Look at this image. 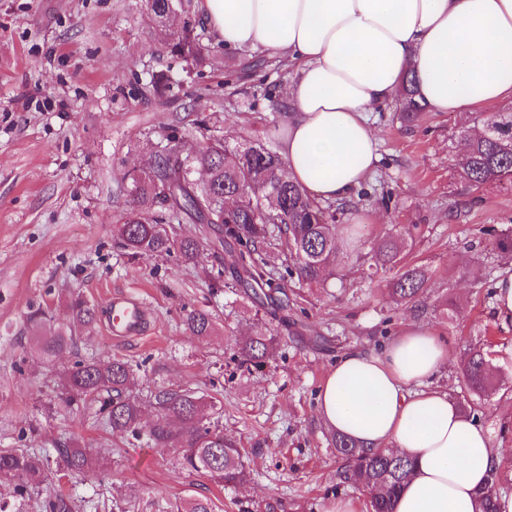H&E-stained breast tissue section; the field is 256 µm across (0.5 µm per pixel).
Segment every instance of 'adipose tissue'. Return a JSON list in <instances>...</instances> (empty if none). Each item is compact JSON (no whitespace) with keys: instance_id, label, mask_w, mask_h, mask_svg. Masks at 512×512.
I'll use <instances>...</instances> for the list:
<instances>
[{"instance_id":"obj_1","label":"adipose tissue","mask_w":512,"mask_h":512,"mask_svg":"<svg viewBox=\"0 0 512 512\" xmlns=\"http://www.w3.org/2000/svg\"><path fill=\"white\" fill-rule=\"evenodd\" d=\"M217 42L288 59L289 176L347 199L379 159L366 115L414 76L430 112L512 100V0H197ZM439 337L408 327L379 353L350 351L318 395L324 425L415 465L393 512H476L500 455L487 430L428 382L447 364Z\"/></svg>"}]
</instances>
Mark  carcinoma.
Segmentation results:
<instances>
[{
    "label": "carcinoma",
    "instance_id": "carcinoma-1",
    "mask_svg": "<svg viewBox=\"0 0 512 512\" xmlns=\"http://www.w3.org/2000/svg\"><path fill=\"white\" fill-rule=\"evenodd\" d=\"M155 24L158 43L170 53L194 64L202 60L203 47L194 24L180 30L169 25L180 9L189 12L188 0H145ZM415 79L406 78L397 95L405 117L410 119L423 105L415 98ZM471 121L480 132L468 134L462 129L467 150L455 160L454 169L461 183L472 190L512 188V113L487 115L471 113ZM131 208L116 225L119 246L135 256L152 257L173 251L190 261L197 256L201 242L177 238L165 225L190 219L210 224L221 219L224 244L229 247L231 264L240 281L250 287L281 290L286 281L295 279L306 285H322L336 275L339 250V225L336 205L323 203L303 190L288 176L281 157L263 143L247 141L229 148L226 141L212 139L191 158L174 151L157 156L147 170L132 177ZM418 230L405 224L385 234L374 246L368 277L386 273L390 292L400 304H410L426 290L430 280L428 267L407 261L409 241ZM286 249L289 263L274 276L269 268L272 253ZM72 324L48 327L36 336L39 360L50 362L76 344L75 326L90 324L94 309L86 301H71ZM192 335L206 338L214 327L210 314L192 310L183 319ZM277 339L261 331L238 344L240 364L247 370L263 368ZM461 376L475 394L495 388V377L484 353L469 349L460 366ZM131 365L118 358L101 364L77 359L60 376V404L71 407L92 400L113 432L133 439L147 436L159 448L182 449L181 463L207 474L215 483L228 486L244 482L250 476L242 449L224 438L219 421H208L206 402L189 389L159 390L150 393L149 402L155 418L147 432H142V400L129 390ZM331 441L345 459L343 479L369 493V512H392L394 499L413 474V464L406 458L381 449L365 450L363 445L336 433ZM57 462L63 470L86 473L93 469L94 456L89 448L56 449ZM52 459L28 448H0V482L14 485L13 504L0 502V512H22L31 490L49 482ZM497 475H492L487 492L481 497L479 512H497ZM43 512H72L70 497L55 493L43 502ZM171 512H214L210 500L184 498L170 505Z\"/></svg>",
    "mask_w": 512,
    "mask_h": 512
}]
</instances>
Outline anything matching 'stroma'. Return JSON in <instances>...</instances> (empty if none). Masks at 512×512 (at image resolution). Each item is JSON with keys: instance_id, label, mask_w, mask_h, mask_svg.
<instances>
[{"instance_id": "35a3bbf8", "label": "stroma", "mask_w": 512, "mask_h": 512, "mask_svg": "<svg viewBox=\"0 0 512 512\" xmlns=\"http://www.w3.org/2000/svg\"><path fill=\"white\" fill-rule=\"evenodd\" d=\"M191 19L204 58L189 66L154 38L144 0H0V448L53 452L57 445L97 452L92 476L53 472L50 486L85 500L122 495L131 512H165L184 497L208 498L216 512H324L330 499L366 504L343 482L344 460L317 411L329 368L352 350L381 351L416 324L444 342L449 363L433 381L489 432L502 452L497 491L512 493V324L495 312L494 283L512 258L493 247L512 229V191H470L453 161L462 148L460 112H426L400 121V101L369 113L381 137L376 170L343 201L341 224L365 220L356 246L340 253L323 288H295L287 324L254 318L243 288L232 287L224 250L202 238L194 261L178 254L135 257L113 226L130 204L131 177L156 154L194 153L209 138L237 144L260 136L280 152L275 130L288 120L283 91L296 72L285 59L217 43L198 13ZM170 83L157 92L155 80ZM397 224H417L410 252L431 271L416 305L396 304L385 279H370V242ZM126 293L147 308L142 335L116 340L108 301ZM81 297L96 317L79 332L88 359L115 358L134 369L131 388H192L222 412L226 438L245 452L251 474L235 487L181 468L176 448H153L112 433L86 402L62 408L58 376L73 357L41 363L33 321L71 319ZM461 312L447 319L444 300ZM192 309L207 311L212 336L185 331ZM279 347L262 371L241 368L235 346L257 329ZM467 348L487 352L499 381L491 396L465 385L458 368Z\"/></svg>"}]
</instances>
